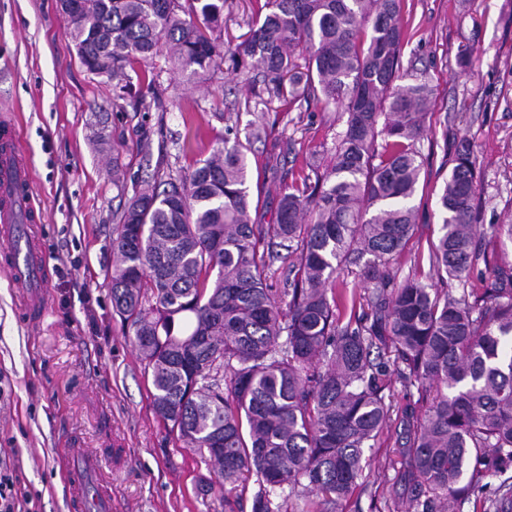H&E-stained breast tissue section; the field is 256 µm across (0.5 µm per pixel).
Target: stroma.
Wrapping results in <instances>:
<instances>
[{
  "instance_id": "stroma-1",
  "label": "stroma",
  "mask_w": 512,
  "mask_h": 512,
  "mask_svg": "<svg viewBox=\"0 0 512 512\" xmlns=\"http://www.w3.org/2000/svg\"><path fill=\"white\" fill-rule=\"evenodd\" d=\"M402 21L403 66L436 95L418 145L416 224L392 268L397 280L427 281L455 140L473 147L484 224L512 222V0H402ZM465 51L473 54L467 69L457 63ZM152 65L162 108L145 109L138 88L113 100L111 82L80 63L59 0H0V115L14 117L31 166L43 213L34 235L50 280L46 312L32 322L22 289L0 267V466L17 478L22 512H68L71 447L99 454L115 512H251L247 494L230 508L220 494L198 495L207 458L183 448L154 412L151 375L112 308L113 216L155 170L208 157L231 123L270 134L248 160L252 216L271 223L281 185L308 161L328 164L346 117L315 102L254 108L225 73L195 81L164 57ZM116 158L122 193L112 184ZM383 394L390 419L366 445L345 512H396L410 493L398 449L401 413L418 394L396 364Z\"/></svg>"
}]
</instances>
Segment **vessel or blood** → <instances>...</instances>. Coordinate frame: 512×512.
<instances>
[{"instance_id": "b4317fda", "label": "vessel or blood", "mask_w": 512, "mask_h": 512, "mask_svg": "<svg viewBox=\"0 0 512 512\" xmlns=\"http://www.w3.org/2000/svg\"><path fill=\"white\" fill-rule=\"evenodd\" d=\"M30 189L29 164L21 154L12 122H0V249L8 259L7 271L19 287L26 290V306L31 315H42L45 309L46 260L34 237L28 232L39 222ZM100 459L90 451L73 455L66 469L72 490L74 512H112V500L105 497L86 502L82 486L98 477Z\"/></svg>"}]
</instances>
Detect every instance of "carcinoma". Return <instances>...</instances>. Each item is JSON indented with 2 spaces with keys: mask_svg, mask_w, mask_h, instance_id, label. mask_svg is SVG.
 Wrapping results in <instances>:
<instances>
[{
  "mask_svg": "<svg viewBox=\"0 0 512 512\" xmlns=\"http://www.w3.org/2000/svg\"><path fill=\"white\" fill-rule=\"evenodd\" d=\"M60 0L78 59L123 97L155 84L159 53L182 74L220 69L262 83L255 104L339 106L346 129L329 163L281 188L272 224L251 217L246 141L190 168L158 174L121 208L108 284L112 307L150 371L156 415L183 447L207 451L199 493L224 502L257 477L251 512H282L277 491L300 487L337 512L383 429L387 363L424 408L402 413L399 453L412 497L404 512H454L486 494L484 512H512V224L479 223L476 161L456 145L430 266L441 282L478 265L484 288L453 294L396 281L391 260L415 227L410 200L433 88L403 84L401 0H264L224 46L227 0ZM490 236L500 251L482 249ZM300 247L297 273L269 288L271 259ZM347 264L360 266L369 313L343 319Z\"/></svg>",
  "mask_w": 512,
  "mask_h": 512,
  "instance_id": "carcinoma-1",
  "label": "carcinoma"
}]
</instances>
